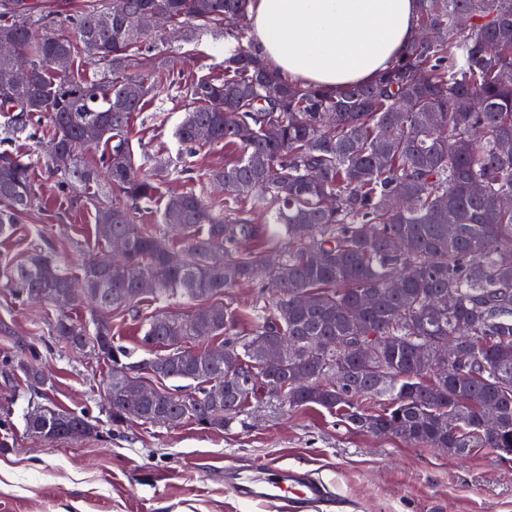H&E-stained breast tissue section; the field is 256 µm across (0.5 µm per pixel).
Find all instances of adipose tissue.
Returning a JSON list of instances; mask_svg holds the SVG:
<instances>
[{
	"instance_id": "adipose-tissue-1",
	"label": "adipose tissue",
	"mask_w": 512,
	"mask_h": 512,
	"mask_svg": "<svg viewBox=\"0 0 512 512\" xmlns=\"http://www.w3.org/2000/svg\"><path fill=\"white\" fill-rule=\"evenodd\" d=\"M419 0H250L251 51L289 80L372 83L417 35Z\"/></svg>"
}]
</instances>
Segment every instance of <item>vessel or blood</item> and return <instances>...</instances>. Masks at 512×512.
I'll return each mask as SVG.
<instances>
[{
    "mask_svg": "<svg viewBox=\"0 0 512 512\" xmlns=\"http://www.w3.org/2000/svg\"><path fill=\"white\" fill-rule=\"evenodd\" d=\"M225 483L237 499L276 502L288 512H315L323 505L340 510L344 506L341 499L331 497L327 485L314 473L294 467L273 464L254 475L234 471Z\"/></svg>",
    "mask_w": 512,
    "mask_h": 512,
    "instance_id": "obj_1",
    "label": "vessel or blood"
}]
</instances>
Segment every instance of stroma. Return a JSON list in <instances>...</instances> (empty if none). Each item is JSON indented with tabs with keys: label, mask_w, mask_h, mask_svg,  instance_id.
<instances>
[{
	"label": "stroma",
	"mask_w": 512,
	"mask_h": 512,
	"mask_svg": "<svg viewBox=\"0 0 512 512\" xmlns=\"http://www.w3.org/2000/svg\"><path fill=\"white\" fill-rule=\"evenodd\" d=\"M196 59L176 77L167 99L148 104L133 116L129 136L136 155L182 158L189 172L159 185L139 221L172 246L182 239L158 221L165 197L186 188L208 201L223 194L208 179L210 170L231 162L236 152L218 144L183 154L175 129L188 104L180 87L193 77L220 74L223 42L205 36L187 44ZM37 200L0 241V259L23 260L36 237L59 253L71 270L103 248L95 210L75 205L54 192L51 180L35 172ZM183 299L143 301L112 313V334L139 350L145 318L158 311L187 314ZM53 307L18 302L0 286V435L14 446L0 452V512H281L266 503L237 501L225 488L224 470L246 472L263 464L313 470L333 495L348 501L350 512H512V459L491 448L458 456L413 444L392 435L352 429L333 412L303 407L286 410L277 399H252L224 429L191 422L157 426L131 422L112 427L101 397L107 368L97 357L80 355L49 336ZM37 349L47 385L23 381L5 361ZM83 410L97 423V435L48 442L29 433L24 415L31 404Z\"/></svg>",
	"instance_id": "stroma-1"
}]
</instances>
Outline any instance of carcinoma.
I'll return each mask as SVG.
<instances>
[{"label":"carcinoma","instance_id":"obj_1","mask_svg":"<svg viewBox=\"0 0 512 512\" xmlns=\"http://www.w3.org/2000/svg\"><path fill=\"white\" fill-rule=\"evenodd\" d=\"M249 0H128L127 18L99 26L108 0H90L77 14L43 0H0V32L13 35L17 52L32 64L29 82L4 88L11 61L0 57V238L13 236L20 216L34 205L33 171L44 170L70 200L96 202V219L112 217V235L129 242L127 254L107 265V253L88 260L75 275L36 239L21 263L0 262V281L24 299L41 292L58 311L50 335L73 348L98 347L97 357L112 380V425L130 420L158 425L194 422L222 429L252 398L277 396L294 376L309 380L303 392L281 397L290 409L320 406L338 411L353 429L399 435L430 448H512V0H420L417 27L425 37L372 84L350 85L332 94L284 80L243 44ZM161 10L184 29L185 40L210 34L232 37L222 75L184 86L192 107L176 127L182 149L202 143L236 146L231 164L210 171L224 188V211L191 190L166 198L159 221L183 235L181 249L134 222L133 209L150 203L162 180L187 168L171 159L152 160L142 172L127 136L133 115L169 92L153 76L160 53L134 26L138 14ZM81 56L100 68L89 79L59 73L49 58ZM411 102L397 112L400 98ZM466 98L471 110L459 112ZM440 121L439 126L430 118ZM278 130L271 139L266 129ZM56 143L72 155L70 168L55 167L46 153L28 155L16 143ZM103 143L106 153L89 162L85 154ZM484 185L473 195L469 185ZM335 207L322 205L324 196ZM408 201L395 209L391 201ZM265 223H253L255 212ZM287 250L275 265L266 253L246 247L263 234ZM403 237L408 252L390 251ZM224 251L229 279L211 265ZM83 279L92 325L67 315L73 301L69 281ZM403 281L399 290L392 279ZM148 280L154 288L139 292ZM264 284V304L249 311V332L237 330L240 313L214 304L187 317L157 313L148 318L140 347L163 352L131 362L115 343L108 312L139 301L217 298L239 282ZM373 302L363 321L349 311L364 295ZM454 297L453 308L439 304ZM380 373L356 363L351 345L371 342ZM453 337L470 352L452 384L434 387L424 379L419 352L433 351ZM224 343L232 365L214 363L203 345ZM291 341L283 365L255 366L262 343ZM7 359L32 385L45 384L33 359ZM157 371L161 380H182L193 391L151 392L137 409L120 400L119 381L129 371ZM223 385L224 394L212 388ZM494 406L500 433L488 439L475 424ZM462 432L448 436V417ZM28 432L50 440L97 432L82 412L52 406L26 414Z\"/></svg>","mask_w":512,"mask_h":512}]
</instances>
